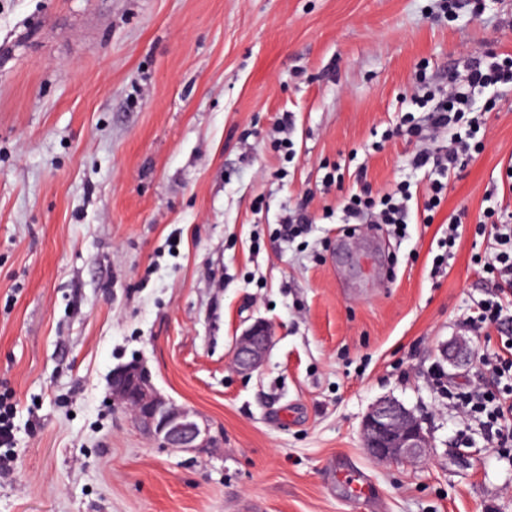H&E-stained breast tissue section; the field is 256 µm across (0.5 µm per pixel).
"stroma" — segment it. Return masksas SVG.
Returning <instances> with one entry per match:
<instances>
[{"label":"stroma","instance_id":"obj_1","mask_svg":"<svg viewBox=\"0 0 512 512\" xmlns=\"http://www.w3.org/2000/svg\"><path fill=\"white\" fill-rule=\"evenodd\" d=\"M437 5L0 0V383L17 403L0 512H367L334 482L339 459L382 512H512V456L431 381L468 383L474 367L442 352L483 347L464 318L491 291L471 257L512 165V91L433 223L408 160L447 133L372 148L419 75L443 86L461 60L512 53V0L479 17ZM284 111L290 160L271 147ZM352 160L373 195L411 181L404 237L364 228L339 248ZM302 202L314 222L285 241L279 219ZM258 319L274 342L244 376L232 350ZM133 363L218 448L159 447L113 404L112 372ZM388 398L422 418L425 461L368 454L363 420ZM462 224H464V222L462 221L461 214L448 219V234L446 232L443 238H440L437 242L438 248L442 250V253L435 255L433 258L432 270H434L435 273H439L443 265L448 263V259L451 258L453 254L452 249L459 235L458 230L463 226Z\"/></svg>","mask_w":512,"mask_h":512}]
</instances>
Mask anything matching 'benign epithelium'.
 Listing matches in <instances>:
<instances>
[{"label": "benign epithelium", "instance_id": "obj_1", "mask_svg": "<svg viewBox=\"0 0 512 512\" xmlns=\"http://www.w3.org/2000/svg\"><path fill=\"white\" fill-rule=\"evenodd\" d=\"M273 342L268 324L257 320L236 338L233 363L236 370L248 375L257 370ZM473 351L460 341L444 351V357L461 363L471 360ZM110 398L131 412L136 424L146 430L161 448L193 451L212 447L208 429L200 426L196 415L177 408L152 385L143 368L119 369L112 375ZM365 446L379 462L419 461L426 457L428 438L421 420L395 400L377 402L363 423Z\"/></svg>", "mask_w": 512, "mask_h": 512}]
</instances>
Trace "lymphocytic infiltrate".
<instances>
[{
  "label": "lymphocytic infiltrate",
  "mask_w": 512,
  "mask_h": 512,
  "mask_svg": "<svg viewBox=\"0 0 512 512\" xmlns=\"http://www.w3.org/2000/svg\"><path fill=\"white\" fill-rule=\"evenodd\" d=\"M512 88V53L494 49L467 63L464 84L447 90H427L414 104L426 112L428 122L448 132V142L415 152L412 169L428 178L425 211L435 215L452 175L483 147L484 115L494 109L500 89ZM410 183H401L395 192L373 196L369 189L351 194L343 203L340 221L344 224L385 225L397 235H405L412 199ZM477 235L492 238L496 250L487 259L486 275L494 285L489 298L479 302L467 317V325L477 331L503 328L512 323V212L501 204L489 206L476 226ZM451 400L466 416L485 415L487 435L498 448L512 447V385L490 391L481 383L451 393Z\"/></svg>",
  "instance_id": "1"
}]
</instances>
